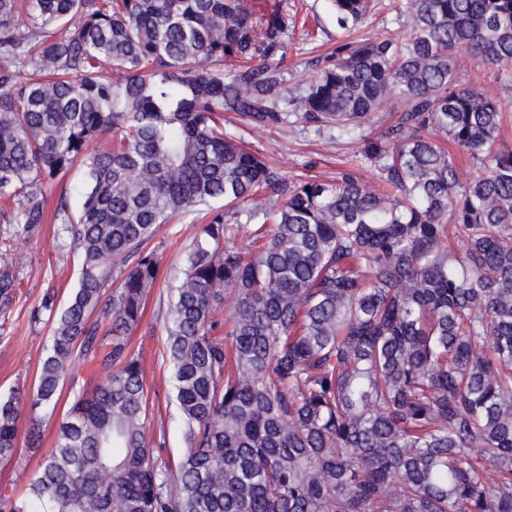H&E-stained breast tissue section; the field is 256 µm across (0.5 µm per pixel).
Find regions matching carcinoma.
<instances>
[{
  "instance_id": "1",
  "label": "carcinoma",
  "mask_w": 512,
  "mask_h": 512,
  "mask_svg": "<svg viewBox=\"0 0 512 512\" xmlns=\"http://www.w3.org/2000/svg\"><path fill=\"white\" fill-rule=\"evenodd\" d=\"M329 2L346 28L371 0ZM394 21L402 39L336 46L281 102L278 2L0 0V218L36 228L47 186L85 169L78 210L56 212L81 277L64 309L48 292L34 311L52 335L31 408L57 407L78 359L108 371L0 512H512V150L500 102L459 76L464 54L512 67V0H397ZM392 98L397 123L360 145L383 194L353 169L288 181L224 129L226 112L292 111L352 134ZM460 155L479 170L465 182ZM216 203L167 299L186 448L165 461L127 349L160 276L144 247ZM227 210L262 218L246 243ZM15 298L0 266V312ZM22 407L0 392V460Z\"/></svg>"
}]
</instances>
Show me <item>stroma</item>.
Returning a JSON list of instances; mask_svg holds the SVG:
<instances>
[{
	"label": "stroma",
	"mask_w": 512,
	"mask_h": 512,
	"mask_svg": "<svg viewBox=\"0 0 512 512\" xmlns=\"http://www.w3.org/2000/svg\"><path fill=\"white\" fill-rule=\"evenodd\" d=\"M288 15L285 41L288 52L282 64L284 82L277 89L279 99L302 89L316 71L317 58L330 52L345 33L336 24L329 0H281ZM462 83L479 79L482 89L501 100L512 114V71L489 64L478 56L463 59ZM399 105L391 101L375 115L358 135H343L333 128H317L289 117L287 123L255 125L239 114L224 115L225 128L241 137L250 148L262 153L268 164L282 176H309L333 180L343 167L358 170L362 180L376 185L374 170L359 155L361 136H375L395 124ZM84 178L83 166L76 165L58 177L45 199L47 221L31 235L17 240H0V261L13 263L17 277L16 300L7 313H0V391H19L31 398L34 381L51 334L50 322L34 321L31 311L46 292H54L58 304H65L78 285L81 260L57 248L54 216L60 197L78 206L77 187ZM207 219L196 214L163 225L149 244L160 260V279L146 297L144 314L129 337L132 354L145 366V389L154 430L164 431V456H178L184 449L181 434L173 423L175 414L171 387L164 365L163 319L169 286L182 276L185 253ZM70 399L62 397L56 409L39 408L24 412L18 451L12 459L0 461V489L27 487L43 456L52 448L57 428ZM41 425V439L30 445L25 434L32 422Z\"/></svg>",
	"instance_id": "1"
}]
</instances>
